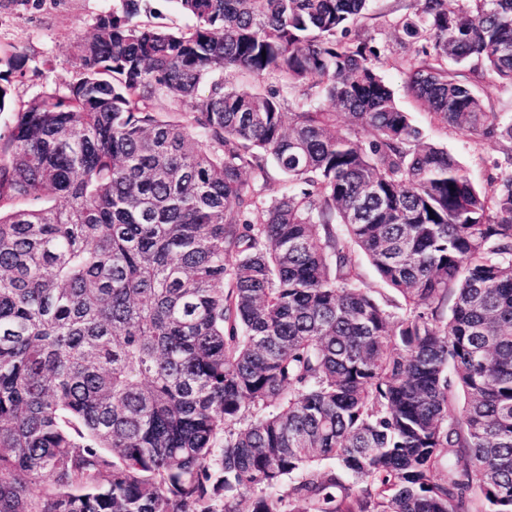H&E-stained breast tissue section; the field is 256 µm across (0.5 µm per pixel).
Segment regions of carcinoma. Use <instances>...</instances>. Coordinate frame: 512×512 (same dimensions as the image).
<instances>
[{"label": "carcinoma", "mask_w": 512, "mask_h": 512, "mask_svg": "<svg viewBox=\"0 0 512 512\" xmlns=\"http://www.w3.org/2000/svg\"><path fill=\"white\" fill-rule=\"evenodd\" d=\"M146 2L0 135V512H512V171L423 140L368 0ZM407 9L406 93L512 144V0ZM481 93L490 108L498 112L501 120L512 121V85L502 83L496 76L484 77Z\"/></svg>", "instance_id": "cac0c4a2"}]
</instances>
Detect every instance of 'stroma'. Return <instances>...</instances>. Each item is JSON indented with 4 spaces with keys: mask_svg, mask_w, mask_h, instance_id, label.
<instances>
[{
    "mask_svg": "<svg viewBox=\"0 0 512 512\" xmlns=\"http://www.w3.org/2000/svg\"><path fill=\"white\" fill-rule=\"evenodd\" d=\"M393 0H373L366 25L390 63L382 73L399 105L411 113L425 141L454 155L472 180L486 185L500 176L502 142L495 137L470 136L443 127L430 119L404 90V75L396 61L401 51L394 37L399 15L390 13ZM119 0H0V53H25L24 73L0 64V85L13 99L24 101L59 87L73 75L72 44L77 35L91 31L102 13L119 7Z\"/></svg>",
    "mask_w": 512,
    "mask_h": 512,
    "instance_id": "obj_1",
    "label": "stroma"
}]
</instances>
